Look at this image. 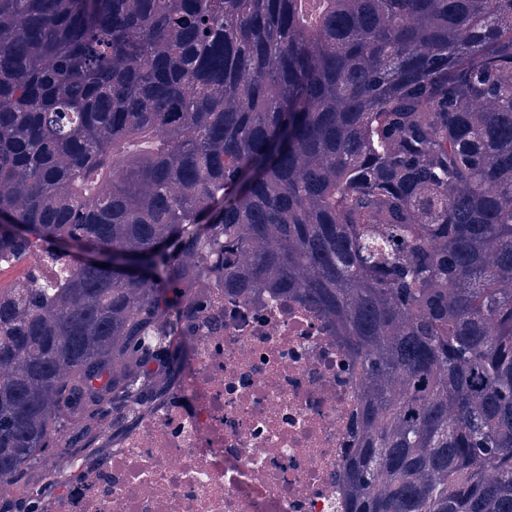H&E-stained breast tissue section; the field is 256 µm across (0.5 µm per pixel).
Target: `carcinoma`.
Listing matches in <instances>:
<instances>
[{"label":"carcinoma","instance_id":"carcinoma-1","mask_svg":"<svg viewBox=\"0 0 512 512\" xmlns=\"http://www.w3.org/2000/svg\"><path fill=\"white\" fill-rule=\"evenodd\" d=\"M301 5L0 0V258L60 267L0 287L1 485L150 413L216 280L342 337L343 512H512V0Z\"/></svg>","mask_w":512,"mask_h":512}]
</instances>
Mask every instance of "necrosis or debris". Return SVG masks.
Instances as JSON below:
<instances>
[{
  "label": "necrosis or debris",
  "mask_w": 512,
  "mask_h": 512,
  "mask_svg": "<svg viewBox=\"0 0 512 512\" xmlns=\"http://www.w3.org/2000/svg\"><path fill=\"white\" fill-rule=\"evenodd\" d=\"M177 388L117 440L65 458L44 512H342L358 379L312 306L211 285Z\"/></svg>",
  "instance_id": "4bbe7bcc"
}]
</instances>
